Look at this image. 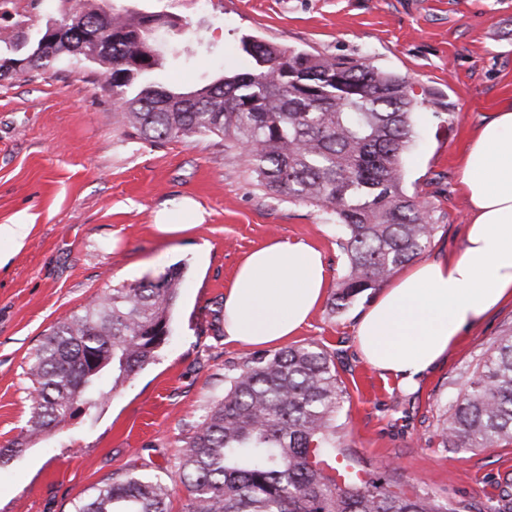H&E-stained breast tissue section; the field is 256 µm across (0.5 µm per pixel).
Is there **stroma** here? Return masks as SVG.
<instances>
[{"label":"stroma","mask_w":512,"mask_h":512,"mask_svg":"<svg viewBox=\"0 0 512 512\" xmlns=\"http://www.w3.org/2000/svg\"><path fill=\"white\" fill-rule=\"evenodd\" d=\"M182 17V55L154 79L187 91L252 68L240 46L252 35L283 47L372 62L396 72L418 102L401 158L403 184L431 210L427 257L458 254L469 205L459 183L467 144L483 117L512 100V0H143ZM89 68L0 80V225L28 223L20 243L0 242V448L30 417L28 361L61 318L113 284L184 269L171 332L154 360L123 385L104 378L97 406L23 441L0 464V512H73L131 470L171 479L170 512L188 493L173 481L195 426L220 401L235 367L257 347L224 340V294L251 251L272 240L319 248L337 286L346 257L324 209L266 193L215 136L147 142L128 136ZM188 197L202 224L168 238L155 213ZM376 296L349 308L321 303L291 337L336 365L350 397L336 443L359 468L389 467L407 493L476 507L512 497V446L482 452L440 445L458 393L490 344L512 324L506 304L468 331L416 388L403 389L360 356L353 327Z\"/></svg>","instance_id":"35a3bbf8"}]
</instances>
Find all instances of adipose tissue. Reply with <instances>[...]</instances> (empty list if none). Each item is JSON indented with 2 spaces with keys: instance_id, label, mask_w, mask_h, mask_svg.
Instances as JSON below:
<instances>
[{
  "instance_id": "ef3b65f1",
  "label": "adipose tissue",
  "mask_w": 512,
  "mask_h": 512,
  "mask_svg": "<svg viewBox=\"0 0 512 512\" xmlns=\"http://www.w3.org/2000/svg\"><path fill=\"white\" fill-rule=\"evenodd\" d=\"M471 220L459 255L408 264L355 327L361 357L404 387L494 309L512 303V103L475 130L460 167ZM329 286L320 250L273 240L249 253L224 296V339L273 346L294 336Z\"/></svg>"
}]
</instances>
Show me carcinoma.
<instances>
[{"instance_id":"carcinoma-1","label":"carcinoma","mask_w":512,"mask_h":512,"mask_svg":"<svg viewBox=\"0 0 512 512\" xmlns=\"http://www.w3.org/2000/svg\"><path fill=\"white\" fill-rule=\"evenodd\" d=\"M55 17L0 36V79L42 75L61 64L97 66L94 84L112 98L123 126L155 142L224 139L265 191L331 210L343 228L347 270L330 302L347 309L429 247L430 210L402 186L401 156L416 102L406 80L354 59L326 58L241 38L249 71L222 74L180 92L152 81L165 63L152 28H176L163 12L60 0ZM112 31V43L80 48L56 28ZM182 277L108 289L52 327L29 362L33 392L24 439L64 423L74 405L96 404L100 380L112 387L153 361L169 332ZM347 396L328 354L314 344L252 356L230 376L176 462L186 512H482L429 492L392 490L385 473L337 483L353 466L336 446L335 415ZM444 448L512 445V328L493 343L459 392L440 433ZM170 486L131 471L80 502L75 512H168Z\"/></svg>"}]
</instances>
